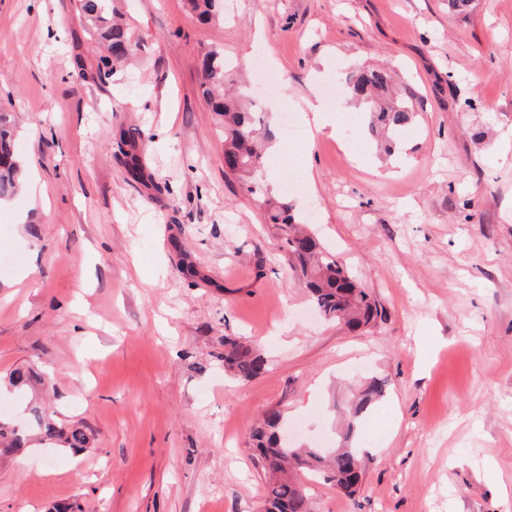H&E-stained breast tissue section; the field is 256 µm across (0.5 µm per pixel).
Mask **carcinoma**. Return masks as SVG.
Instances as JSON below:
<instances>
[{
	"label": "carcinoma",
	"mask_w": 512,
	"mask_h": 512,
	"mask_svg": "<svg viewBox=\"0 0 512 512\" xmlns=\"http://www.w3.org/2000/svg\"><path fill=\"white\" fill-rule=\"evenodd\" d=\"M220 0H186L188 10L201 22L220 19ZM108 0H80L85 21L102 41L106 55L97 66V77L110 74L112 63L132 57L139 39L129 28L107 17ZM228 70L224 53L206 52L201 60L202 95L224 124V162L228 174L236 177L241 189L260 203L265 223L281 232L282 248L291 270L309 294L326 321L336 322L350 331L367 330L384 317L381 305L354 279L336 255L317 235L298 227L288 197H273L264 189L260 169L264 163V143L271 139L269 128L262 125L253 103L244 89L227 86ZM351 101L364 105L367 128L387 153L393 151L400 131L411 124L417 114V95L408 87L397 90L391 72L372 67L351 74L347 79ZM22 186L21 169L13 151L10 115L0 112V200L14 196ZM267 361L256 350L233 336L224 337V369L239 380H251L266 368ZM40 377L31 369H17L11 374L16 387L31 386ZM390 381L371 377L350 409L339 448H296L280 439L287 428L282 412L268 410L251 430L253 449L259 452L263 470L269 475L265 492V512H312L306 485L294 474L319 475L336 485L345 495L354 496L366 468L365 454L354 444L355 426L385 396ZM35 426L49 440L56 439L67 447L81 450L90 443L80 427L64 429L33 410ZM25 444L23 431L0 425V445L6 451Z\"/></svg>",
	"instance_id": "obj_1"
}]
</instances>
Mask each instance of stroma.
Segmentation results:
<instances>
[{"instance_id": "1", "label": "stroma", "mask_w": 512, "mask_h": 512, "mask_svg": "<svg viewBox=\"0 0 512 512\" xmlns=\"http://www.w3.org/2000/svg\"><path fill=\"white\" fill-rule=\"evenodd\" d=\"M112 6L141 49L99 79L77 0H0V109L24 170L0 201V421L36 408L90 437L0 453V512H261L254 422L276 407L335 444L373 375L391 384L363 484L312 480L313 512H512V0H233L217 24L184 0ZM212 48L275 128V163L299 145L282 110L303 122L353 71L388 67L417 94L393 155L356 109L357 138L317 134L307 175L269 183L298 218L318 210L323 245L383 305L369 331L316 313L225 173L199 91ZM228 335L262 374L225 372ZM28 367L39 389L12 386Z\"/></svg>"}]
</instances>
